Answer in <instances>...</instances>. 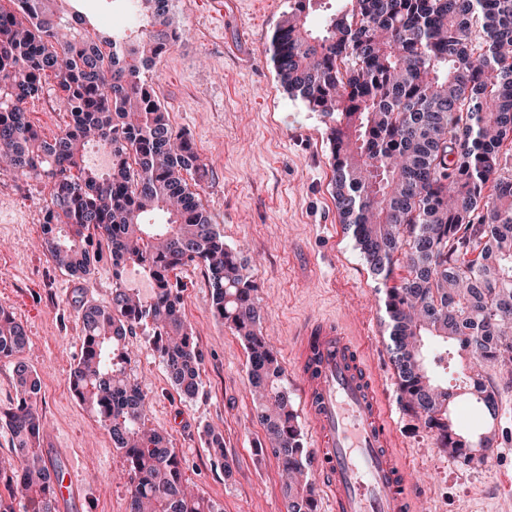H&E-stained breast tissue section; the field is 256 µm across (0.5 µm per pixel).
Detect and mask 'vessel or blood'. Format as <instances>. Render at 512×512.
<instances>
[{
    "mask_svg": "<svg viewBox=\"0 0 512 512\" xmlns=\"http://www.w3.org/2000/svg\"><path fill=\"white\" fill-rule=\"evenodd\" d=\"M290 357L325 512H413L421 491L394 446L383 383L366 368L361 347L342 324L314 317L298 330ZM54 493L59 505L82 503L75 478L63 477Z\"/></svg>",
    "mask_w": 512,
    "mask_h": 512,
    "instance_id": "b4317fda",
    "label": "vessel or blood"
}]
</instances>
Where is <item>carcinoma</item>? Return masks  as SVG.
<instances>
[{
    "label": "carcinoma",
    "mask_w": 512,
    "mask_h": 512,
    "mask_svg": "<svg viewBox=\"0 0 512 512\" xmlns=\"http://www.w3.org/2000/svg\"><path fill=\"white\" fill-rule=\"evenodd\" d=\"M69 0L0 3V160L51 186L40 246L57 267L87 281L106 243L112 298L82 306V353L71 390L124 458L128 512H223L188 489L182 459L146 426L149 391L131 378L126 338L151 336L172 385L201 387L202 351L185 321L177 270L204 268L211 313L245 344L256 417L286 481L287 512H315L309 456L283 368L263 334L242 250L224 234L187 178L207 176L193 141L177 133L150 73L182 37L172 0H126L141 34L90 32ZM318 0H288L272 34L281 87L326 120L333 196L380 285L388 350L405 408L438 447L470 462L484 427L464 434L450 418L466 396L496 417L489 372L512 365V174L500 148L512 137V0H336L319 32ZM56 81L70 121L47 137L27 104ZM106 150L101 175L88 147ZM141 268L152 295L126 286ZM404 264L406 275L394 277ZM453 344L458 384L434 367ZM28 336L0 305V361L14 366L17 401L0 408L13 452L0 457V512H57L40 439L37 374L25 363Z\"/></svg>",
    "instance_id": "cac0c4a2"
}]
</instances>
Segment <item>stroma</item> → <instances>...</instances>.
<instances>
[{"instance_id":"35a3bbf8","label":"stroma","mask_w":512,"mask_h":512,"mask_svg":"<svg viewBox=\"0 0 512 512\" xmlns=\"http://www.w3.org/2000/svg\"><path fill=\"white\" fill-rule=\"evenodd\" d=\"M173 0L183 31L153 71L158 98L176 130L193 140L208 174L200 199L232 248H244L258 285L262 329L271 336L291 394L290 340L307 318L347 322L366 358L390 368L387 331L377 282L351 233L340 224L330 184L326 125L281 88L268 51L286 0ZM46 136L69 120L54 81L28 106ZM46 181L0 169V304L10 307L29 336L25 362L40 380L45 417L44 455L63 449L62 467L83 485V512H127L122 455L69 386L80 354L81 306L112 295V262L101 247L82 291L36 248ZM183 310L203 352L202 388L184 397L169 381L147 336L128 337L131 377L150 389L149 428L166 434L180 454L188 483L223 505L224 512H286L279 465L256 418L242 340L211 315V289L202 267L178 272ZM495 416L474 414L466 399L451 407L464 431L493 424L497 452L464 464L438 448L407 414L389 383L387 403L397 446L425 490L415 512H512V373L492 374ZM224 439L216 461L206 431Z\"/></svg>"}]
</instances>
